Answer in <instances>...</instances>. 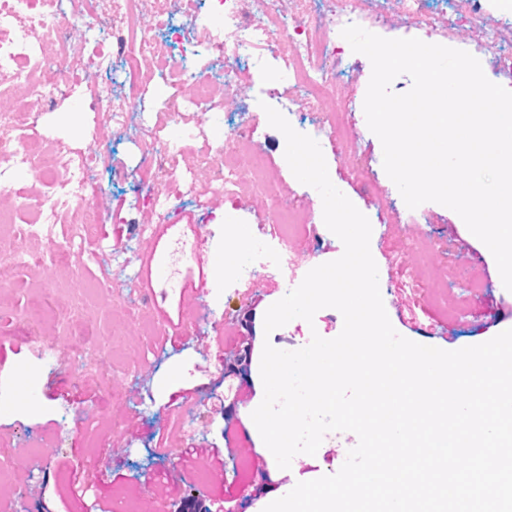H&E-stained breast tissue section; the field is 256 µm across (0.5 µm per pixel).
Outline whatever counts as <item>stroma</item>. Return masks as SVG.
Instances as JSON below:
<instances>
[{
	"mask_svg": "<svg viewBox=\"0 0 512 512\" xmlns=\"http://www.w3.org/2000/svg\"><path fill=\"white\" fill-rule=\"evenodd\" d=\"M426 8L437 26L454 27L446 46L469 52L490 81L512 88V74L495 65L512 57V0H473L463 18L451 0H427ZM83 9L121 36L120 44L102 47L109 70L72 64L67 88L47 101L0 87V107L25 100L33 117L25 134L36 146L53 144L64 161L92 156L80 194L99 212L81 252L50 251L28 233L29 202L57 192L58 184L34 183L20 169L0 191V209L13 210L17 226L0 234V385L29 392L0 412L7 499L13 512H263L297 482L337 472L358 442L354 433H333L316 455H297L283 470L251 418L264 388L260 362L245 355L244 338L265 337L276 349L294 351L312 334L332 339L343 328L341 313L327 307L313 322L295 319L265 332L267 309L291 289L287 267L228 280L219 265L225 254H248L274 239L276 215L292 202L302 208L292 251L313 266L343 253L324 223L319 193L293 175L285 138L269 125L265 106L318 141L332 183L369 219L381 296L398 334L444 350L486 342L512 327V292L501 288L493 255L454 211L435 202L408 208L387 176L381 142L359 110L372 71L365 55L346 51L352 70L328 85L315 107L301 97V80L289 75L287 59L272 51H259V66H239L228 88L224 62L211 49L213 29L167 30L149 13L109 14L101 0H83ZM145 34L159 43L158 54L143 50ZM197 77L225 93L223 114L190 107ZM103 86L129 105L123 121L97 111L95 94ZM237 131L249 132L247 154H262L273 190L256 192L244 183L229 198L187 191L186 181L202 185L216 173L215 149ZM154 137L173 148L175 176L164 175L158 155L147 152ZM160 196L167 200L161 216ZM146 224L152 233H143ZM176 234L204 255L191 262L194 274L184 285L202 287L211 321L194 320L179 292L157 279L155 259ZM102 248L114 259L108 299L93 290L99 265L83 260ZM17 254L24 264L7 265ZM480 303L488 315L475 314ZM433 320L448 324V334H431ZM217 323L222 333H215ZM79 357L83 368L71 370ZM179 390L185 398L173 400ZM78 414L86 421L80 433L71 428ZM37 448L52 454L32 471L27 459ZM161 448L166 456H158ZM185 448L213 449L230 465L248 461L251 474L241 482L202 479L203 462L179 463ZM105 459L116 470L112 478L77 481V472Z\"/></svg>",
	"mask_w": 512,
	"mask_h": 512,
	"instance_id": "35a3bbf8",
	"label": "stroma"
}]
</instances>
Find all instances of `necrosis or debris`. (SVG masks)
I'll use <instances>...</instances> for the list:
<instances>
[{"label":"necrosis or debris","instance_id":"1","mask_svg":"<svg viewBox=\"0 0 512 512\" xmlns=\"http://www.w3.org/2000/svg\"><path fill=\"white\" fill-rule=\"evenodd\" d=\"M77 3L78 0H40L38 11L30 13L25 26L17 27L15 37L0 40L1 86L23 84L32 96L48 100L68 84L69 63L76 61L89 69L106 66L105 57L87 50L91 36L98 33L93 19H83L81 28L74 33L65 31L62 26L65 5ZM423 11V0H371V8L364 15L348 8L347 0H328L323 12L313 16L312 20L296 19L291 24L274 28L268 24L265 13L253 9L251 0H211L206 23L224 35L218 50L224 59L225 81H232L241 52L284 42L290 48V61L304 66L307 94L316 99L334 78L330 61L341 59L344 54L346 41L340 32L345 26L377 27L386 24L391 16L400 15L408 22L421 23L427 36L437 35V28L431 20L423 18ZM50 41L57 45L56 59L61 66L52 81H34L29 62L42 58L43 48ZM29 120L30 115L26 112L0 113V176H8L18 167H29L33 148L24 135ZM298 221L295 211L279 214L281 231L276 244L262 245L257 253L238 257L225 266V274L233 279L251 276L257 270L259 259L269 253L274 265L291 266L294 280H303L307 269L288 248V236Z\"/></svg>","mask_w":512,"mask_h":512}]
</instances>
